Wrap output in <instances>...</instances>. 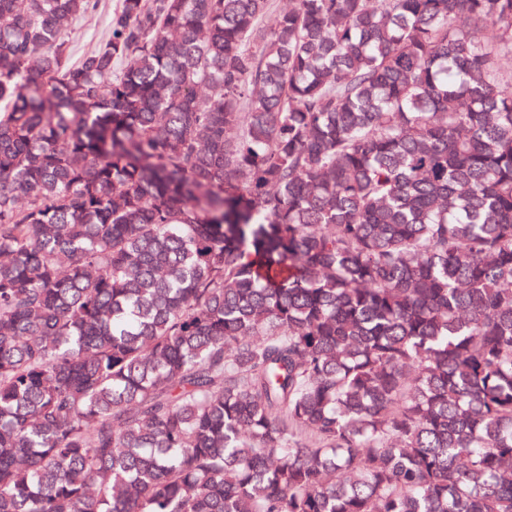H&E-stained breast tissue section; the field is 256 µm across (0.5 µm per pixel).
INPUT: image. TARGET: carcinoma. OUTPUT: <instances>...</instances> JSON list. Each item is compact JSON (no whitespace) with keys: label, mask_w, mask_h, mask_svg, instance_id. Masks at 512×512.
Returning <instances> with one entry per match:
<instances>
[{"label":"carcinoma","mask_w":512,"mask_h":512,"mask_svg":"<svg viewBox=\"0 0 512 512\" xmlns=\"http://www.w3.org/2000/svg\"><path fill=\"white\" fill-rule=\"evenodd\" d=\"M0 0V512H512V0ZM118 0H99L96 11L73 23L77 28L76 54L91 48L106 32V20Z\"/></svg>","instance_id":"carcinoma-1"}]
</instances>
